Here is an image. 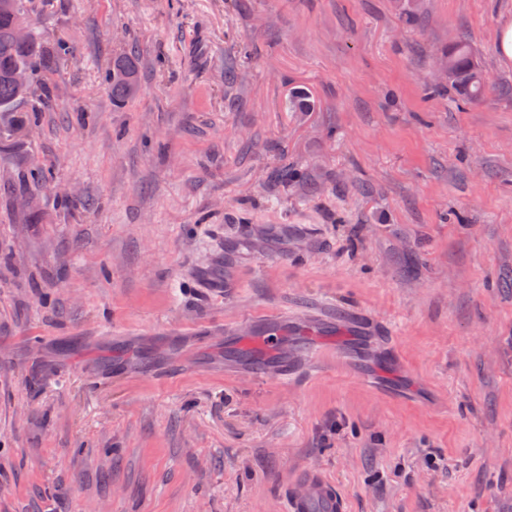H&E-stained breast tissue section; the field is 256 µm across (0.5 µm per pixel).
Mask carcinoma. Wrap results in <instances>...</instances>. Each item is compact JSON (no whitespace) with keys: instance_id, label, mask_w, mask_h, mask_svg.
<instances>
[{"instance_id":"1","label":"carcinoma","mask_w":512,"mask_h":512,"mask_svg":"<svg viewBox=\"0 0 512 512\" xmlns=\"http://www.w3.org/2000/svg\"><path fill=\"white\" fill-rule=\"evenodd\" d=\"M30 13L27 0H0V115L21 113L15 123L5 130L7 135L18 140L24 138L30 119L43 111L45 101L51 94L46 84L39 93L32 88L37 70L47 63V48L40 43L33 30L25 41L16 36L18 19H28ZM444 57L450 69L448 89L463 102L480 103L494 91L466 39L460 38L450 44ZM16 70L27 73V83L20 84L13 79ZM106 79L111 84L114 102L124 103L134 98L140 90L135 56L126 54L113 59ZM26 178L29 184L41 188L47 180V169L42 165H31L26 170Z\"/></svg>"}]
</instances>
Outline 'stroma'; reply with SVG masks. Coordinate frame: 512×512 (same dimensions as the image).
<instances>
[{"instance_id":"obj_1","label":"stroma","mask_w":512,"mask_h":512,"mask_svg":"<svg viewBox=\"0 0 512 512\" xmlns=\"http://www.w3.org/2000/svg\"><path fill=\"white\" fill-rule=\"evenodd\" d=\"M32 18L73 52L0 153V512H282L309 466L348 512H512V0ZM462 35L475 105L439 77ZM312 316L315 368L254 377L248 318ZM112 87V100L116 103L128 102L140 90L135 56L125 54L112 60V68L106 74Z\"/></svg>"}]
</instances>
